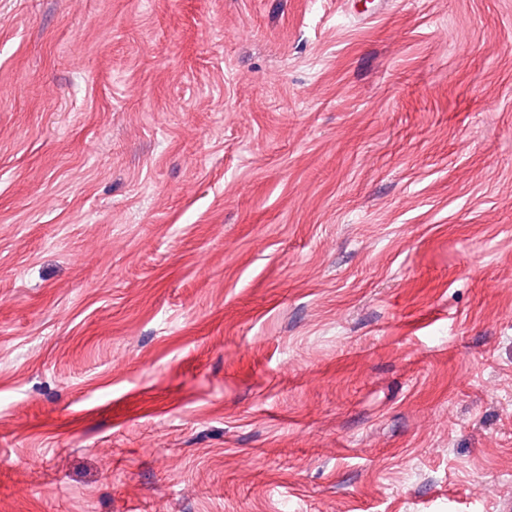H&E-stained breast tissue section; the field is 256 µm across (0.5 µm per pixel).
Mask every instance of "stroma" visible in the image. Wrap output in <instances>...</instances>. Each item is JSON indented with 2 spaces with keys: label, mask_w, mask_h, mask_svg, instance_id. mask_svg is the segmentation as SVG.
<instances>
[{
  "label": "stroma",
  "mask_w": 512,
  "mask_h": 512,
  "mask_svg": "<svg viewBox=\"0 0 512 512\" xmlns=\"http://www.w3.org/2000/svg\"><path fill=\"white\" fill-rule=\"evenodd\" d=\"M0 0V512H512V0Z\"/></svg>",
  "instance_id": "obj_1"
}]
</instances>
